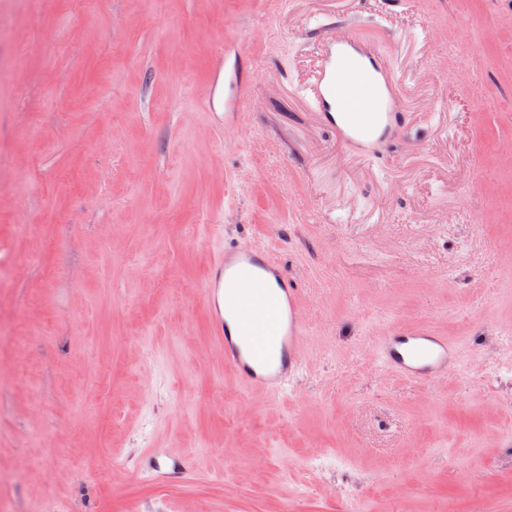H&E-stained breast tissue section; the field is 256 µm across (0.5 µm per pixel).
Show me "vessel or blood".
Returning <instances> with one entry per match:
<instances>
[{
    "label": "vessel or blood",
    "instance_id": "vessel-or-blood-1",
    "mask_svg": "<svg viewBox=\"0 0 512 512\" xmlns=\"http://www.w3.org/2000/svg\"><path fill=\"white\" fill-rule=\"evenodd\" d=\"M317 47L319 64L307 103L351 152L378 158L405 124L390 57L344 26L318 38ZM248 86L235 66L225 65V130H239ZM204 301L224 362L239 382L269 396L292 389L306 366L304 298L275 258L248 245L219 248L209 263ZM376 356L401 377L437 382L452 371L459 350L449 337L426 329L391 330L380 337ZM140 467L162 486L179 484L187 475L184 457L166 450L148 452Z\"/></svg>",
    "mask_w": 512,
    "mask_h": 512
}]
</instances>
